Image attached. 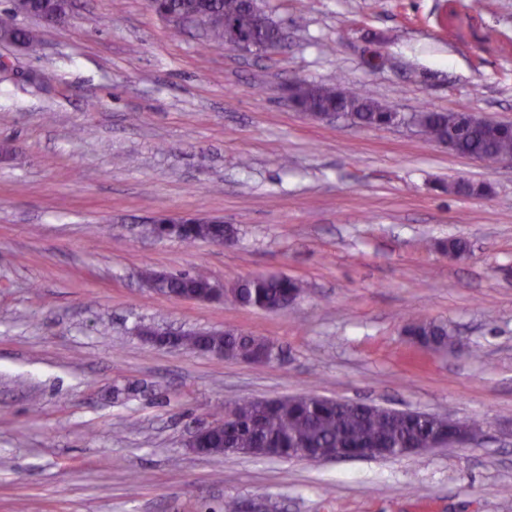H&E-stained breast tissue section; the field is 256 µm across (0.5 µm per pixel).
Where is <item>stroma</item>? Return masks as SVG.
<instances>
[{"label":"stroma","mask_w":512,"mask_h":512,"mask_svg":"<svg viewBox=\"0 0 512 512\" xmlns=\"http://www.w3.org/2000/svg\"><path fill=\"white\" fill-rule=\"evenodd\" d=\"M474 1L258 0L287 40L245 52L147 0H71L53 23L0 0L41 38L0 43V512H512V165L290 102L298 80L357 85L405 114L512 123V0ZM173 216L235 234L150 233ZM453 239L465 257L440 250ZM148 272L306 290L269 312L159 295ZM416 317L460 350L419 345ZM146 328H231L275 356L160 348ZM303 395L483 433L326 462L187 446L228 403Z\"/></svg>","instance_id":"35a3bbf8"}]
</instances>
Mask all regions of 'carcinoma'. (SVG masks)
Segmentation results:
<instances>
[{
    "label": "carcinoma",
    "mask_w": 512,
    "mask_h": 512,
    "mask_svg": "<svg viewBox=\"0 0 512 512\" xmlns=\"http://www.w3.org/2000/svg\"><path fill=\"white\" fill-rule=\"evenodd\" d=\"M62 7L61 0H14V10L49 20ZM149 7L160 17L177 24L205 26L210 41L231 46L246 38L264 44L283 38L271 28L256 23L257 0H149ZM294 96L304 112L339 110L336 118L349 119L364 126H389L414 121L429 140L439 142L455 135V153L481 157L512 154V125L495 128L468 121L467 112H414L408 116L388 106L359 88H336L300 82ZM222 224H198L191 221L182 228L185 241L224 240ZM210 279L202 274L179 273L170 276L169 287L178 292L200 293ZM303 290L301 281L284 275L259 274L235 282L224 289V296L242 307L260 310L284 309ZM422 345L437 350L452 346L448 328L427 321H417L410 329ZM206 340L224 346L226 351L247 353L263 349L267 357L273 349L258 337L233 332L208 336ZM245 415L228 433L217 431L208 437L211 454L222 455L226 448H345L349 444L369 448L383 438L393 446L418 445L439 432L443 424L418 418H391L381 407L338 405L308 396L300 400L274 398L264 405L240 401L224 410V416Z\"/></svg>",
    "instance_id": "carcinoma-1"
}]
</instances>
